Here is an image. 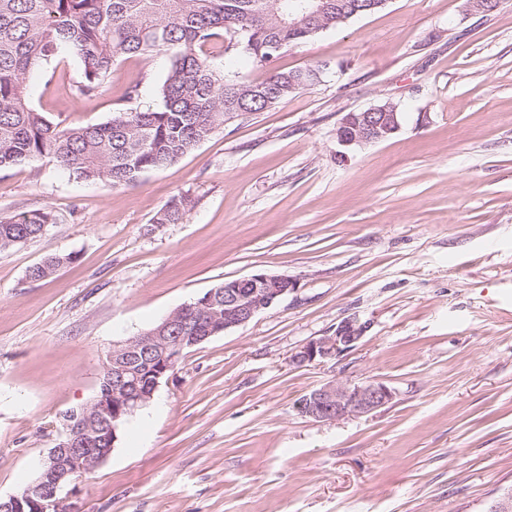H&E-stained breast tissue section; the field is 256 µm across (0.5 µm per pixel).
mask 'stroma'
Listing matches in <instances>:
<instances>
[{
    "mask_svg": "<svg viewBox=\"0 0 512 512\" xmlns=\"http://www.w3.org/2000/svg\"><path fill=\"white\" fill-rule=\"evenodd\" d=\"M317 64L316 84L129 186L45 158L0 171V216H55L0 250V498L37 478L114 344L259 271L296 291L180 360L78 483L81 512H488L512 489V0H388L277 67ZM168 66L123 60L92 99L69 57L27 85L50 121L97 124L160 106ZM386 101L401 129L339 158L342 116ZM180 196L184 218L156 223ZM351 316L370 324L351 350L291 364ZM370 380L395 393L372 414L300 411ZM73 261L72 256H51L44 259L41 263L33 266L28 271V277L32 280L39 281L52 276L59 267L67 262Z\"/></svg>",
    "mask_w": 512,
    "mask_h": 512,
    "instance_id": "35a3bbf8",
    "label": "stroma"
}]
</instances>
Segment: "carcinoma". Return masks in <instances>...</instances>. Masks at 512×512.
<instances>
[{
	"label": "carcinoma",
	"mask_w": 512,
	"mask_h": 512,
	"mask_svg": "<svg viewBox=\"0 0 512 512\" xmlns=\"http://www.w3.org/2000/svg\"><path fill=\"white\" fill-rule=\"evenodd\" d=\"M377 0H0V169L49 158L70 175L111 188L177 163L240 112H261L308 87L301 70L278 71L283 50L302 45L340 19L380 10ZM170 63L158 108L123 112L105 122L61 126L29 100L27 73L62 55L78 60V95L98 96L121 58ZM243 52L272 70L248 83L218 70L212 56ZM190 200L172 199L154 220L175 223ZM48 210L0 217V249L42 235ZM72 256H51L28 271L39 281Z\"/></svg>",
	"instance_id": "cac0c4a2"
}]
</instances>
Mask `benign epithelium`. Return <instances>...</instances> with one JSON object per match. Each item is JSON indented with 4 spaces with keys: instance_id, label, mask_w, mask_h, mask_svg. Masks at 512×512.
Instances as JSON below:
<instances>
[{
    "instance_id": "7a95c632",
    "label": "benign epithelium",
    "mask_w": 512,
    "mask_h": 512,
    "mask_svg": "<svg viewBox=\"0 0 512 512\" xmlns=\"http://www.w3.org/2000/svg\"><path fill=\"white\" fill-rule=\"evenodd\" d=\"M401 127L387 107L373 108L358 117L340 121L336 141L340 156L356 147L387 138ZM252 289L245 292L216 287L193 303L170 314L156 328L113 346L104 368L112 372L108 403L95 400L62 416L65 441L50 450L38 478L26 491L8 498L0 512H80L71 502L68 487L94 471L108 457L117 441L119 422L147 404L161 381L172 371L185 351L212 335L227 332L250 322L296 291L297 280L286 275L258 272L238 280ZM224 311H219V300ZM201 317L193 336H182L178 329L191 317ZM366 323L349 317L336 326V335L322 336L306 343L294 356L302 367L317 360L331 359L349 351L366 331ZM394 391L380 381L360 384L329 382L305 396L301 412L316 421H338L367 415L389 404Z\"/></svg>"
}]
</instances>
